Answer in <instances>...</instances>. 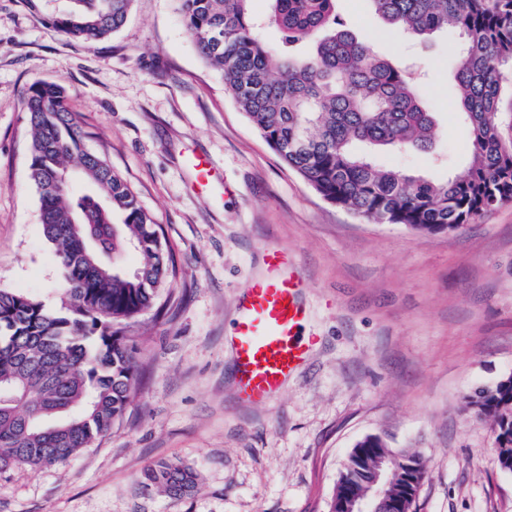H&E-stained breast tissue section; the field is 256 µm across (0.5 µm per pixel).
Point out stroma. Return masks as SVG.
Returning a JSON list of instances; mask_svg holds the SVG:
<instances>
[{
	"label": "stroma",
	"instance_id": "obj_1",
	"mask_svg": "<svg viewBox=\"0 0 512 512\" xmlns=\"http://www.w3.org/2000/svg\"><path fill=\"white\" fill-rule=\"evenodd\" d=\"M51 0H0V289L61 304L62 281L29 180L26 87L60 82L86 133L162 228L173 276L161 313L126 322L138 385L123 419L65 463L0 470V512H329L355 445L369 435L426 466L413 512H512L490 419L466 410L477 387L512 374V203L452 233L372 224L327 201L285 167L198 54L175 0H134L106 42L64 36ZM336 10L372 51L415 65L435 112L433 150L377 162L444 180L462 168L451 41L389 30L368 0ZM224 179L193 189L194 154ZM285 247L307 284L319 344L264 404L235 391L227 336L238 298ZM181 463L198 485L171 496L141 485L148 465Z\"/></svg>",
	"mask_w": 512,
	"mask_h": 512
}]
</instances>
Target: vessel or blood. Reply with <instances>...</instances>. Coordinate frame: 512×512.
Instances as JSON below:
<instances>
[{"instance_id": "1", "label": "vessel or blood", "mask_w": 512, "mask_h": 512, "mask_svg": "<svg viewBox=\"0 0 512 512\" xmlns=\"http://www.w3.org/2000/svg\"><path fill=\"white\" fill-rule=\"evenodd\" d=\"M192 166L197 189L211 190L218 179L211 160L197 154ZM264 265L263 274L248 284L239 302L232 336L238 386L253 402L271 399L318 342L302 333L307 319L300 300L304 283L292 270L287 250H266Z\"/></svg>"}]
</instances>
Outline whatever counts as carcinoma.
<instances>
[{
	"label": "carcinoma",
	"instance_id": "carcinoma-1",
	"mask_svg": "<svg viewBox=\"0 0 512 512\" xmlns=\"http://www.w3.org/2000/svg\"><path fill=\"white\" fill-rule=\"evenodd\" d=\"M133 0H72L54 17L67 37L97 43L119 30ZM189 37L224 78L226 91L288 169L324 200L374 224L415 234L455 232L512 202V0H370L392 30L422 40L459 37L454 60L458 114L469 134L461 173L434 182L376 164L381 149L431 153L434 113L410 72L374 54L336 14V0H270L268 22L291 47L262 39L250 0H177ZM31 127L29 178L43 233L60 263V309L0 289V470L65 462L123 417L136 387L128 339L115 328L151 309L167 283L158 225L127 182L85 147L65 87L25 90ZM141 256L138 276L124 257ZM495 424V450L512 470V375L469 397ZM371 435L350 454L334 495L360 488L376 466ZM144 484L180 496L197 476L178 463L147 467Z\"/></svg>",
	"mask_w": 512,
	"mask_h": 512
}]
</instances>
